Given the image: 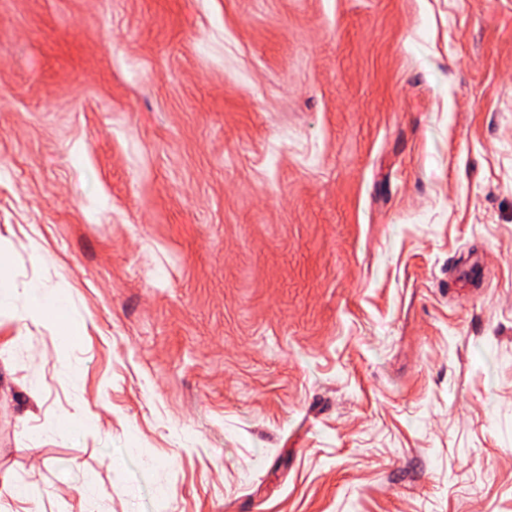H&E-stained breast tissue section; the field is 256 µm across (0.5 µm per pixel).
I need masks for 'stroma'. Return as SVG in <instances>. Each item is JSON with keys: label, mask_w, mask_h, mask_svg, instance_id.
Listing matches in <instances>:
<instances>
[{"label": "stroma", "mask_w": 512, "mask_h": 512, "mask_svg": "<svg viewBox=\"0 0 512 512\" xmlns=\"http://www.w3.org/2000/svg\"><path fill=\"white\" fill-rule=\"evenodd\" d=\"M0 254V512H512V0H0ZM66 307L64 301L50 288H30L28 291L26 318L39 320L53 316L58 336L64 342H71L74 333L69 320L62 308Z\"/></svg>", "instance_id": "1"}]
</instances>
